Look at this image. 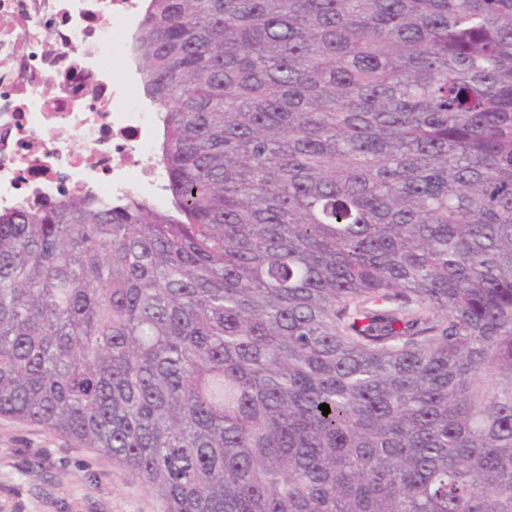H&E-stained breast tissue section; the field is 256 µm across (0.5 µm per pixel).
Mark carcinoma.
<instances>
[{"label":"carcinoma","mask_w":512,"mask_h":512,"mask_svg":"<svg viewBox=\"0 0 512 512\" xmlns=\"http://www.w3.org/2000/svg\"><path fill=\"white\" fill-rule=\"evenodd\" d=\"M132 53L173 211L0 215V416L167 512H512V0H148Z\"/></svg>","instance_id":"obj_1"}]
</instances>
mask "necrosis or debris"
<instances>
[{"mask_svg": "<svg viewBox=\"0 0 512 512\" xmlns=\"http://www.w3.org/2000/svg\"><path fill=\"white\" fill-rule=\"evenodd\" d=\"M144 0H0V214L64 195L166 204L159 113L118 73Z\"/></svg>", "mask_w": 512, "mask_h": 512, "instance_id": "obj_1", "label": "necrosis or debris"}]
</instances>
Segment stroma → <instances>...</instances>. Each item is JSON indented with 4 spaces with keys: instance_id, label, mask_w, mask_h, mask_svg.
Returning <instances> with one entry per match:
<instances>
[{
    "instance_id": "obj_1",
    "label": "stroma",
    "mask_w": 512,
    "mask_h": 512,
    "mask_svg": "<svg viewBox=\"0 0 512 512\" xmlns=\"http://www.w3.org/2000/svg\"><path fill=\"white\" fill-rule=\"evenodd\" d=\"M0 512H165V506L102 454L0 416Z\"/></svg>"
}]
</instances>
